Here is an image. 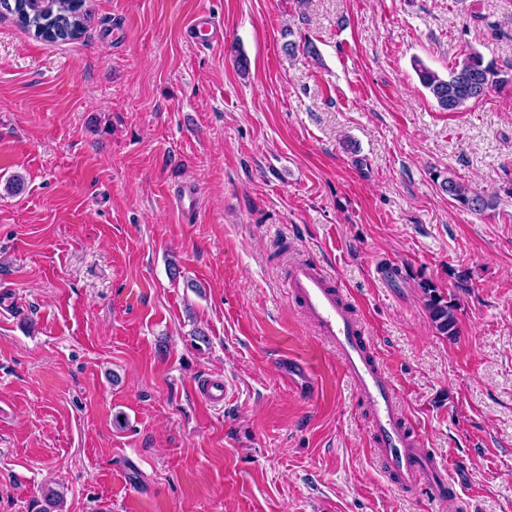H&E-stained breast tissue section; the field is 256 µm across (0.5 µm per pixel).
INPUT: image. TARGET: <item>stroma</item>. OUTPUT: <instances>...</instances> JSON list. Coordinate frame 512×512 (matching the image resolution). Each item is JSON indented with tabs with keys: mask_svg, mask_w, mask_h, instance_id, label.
Instances as JSON below:
<instances>
[{
	"mask_svg": "<svg viewBox=\"0 0 512 512\" xmlns=\"http://www.w3.org/2000/svg\"><path fill=\"white\" fill-rule=\"evenodd\" d=\"M85 6L56 43L0 11V512L48 487L56 512H440L373 465L369 408L284 287L298 258L357 296L471 512H512V0ZM201 15L222 43L187 39ZM472 50L505 83L439 109L413 59ZM441 187L448 193V196L471 212H483L493 206L492 198H488L449 177L443 179ZM426 300V309L436 332L448 337L455 336L457 333V303L455 298L445 296L438 292L432 284L426 282L422 286Z\"/></svg>",
	"mask_w": 512,
	"mask_h": 512,
	"instance_id": "obj_1",
	"label": "stroma"
}]
</instances>
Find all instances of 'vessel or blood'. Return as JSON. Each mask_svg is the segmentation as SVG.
<instances>
[{
  "label": "vessel or blood",
  "mask_w": 512,
  "mask_h": 512,
  "mask_svg": "<svg viewBox=\"0 0 512 512\" xmlns=\"http://www.w3.org/2000/svg\"><path fill=\"white\" fill-rule=\"evenodd\" d=\"M188 36L210 46L224 37L210 21L192 23ZM287 288L306 319L335 349L343 375L371 410L370 452L383 472L405 489L445 501L451 482L435 454L423 449L416 426L405 416L398 390L376 362L365 327L350 309L335 280L317 265L299 259L288 269Z\"/></svg>",
  "instance_id": "obj_1"
}]
</instances>
